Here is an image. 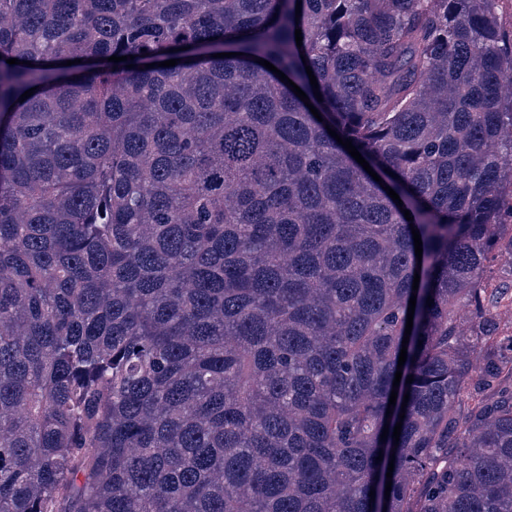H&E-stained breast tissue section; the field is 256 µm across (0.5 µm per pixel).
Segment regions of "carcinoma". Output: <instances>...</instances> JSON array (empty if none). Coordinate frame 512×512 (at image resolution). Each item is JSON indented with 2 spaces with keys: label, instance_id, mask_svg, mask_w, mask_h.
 Listing matches in <instances>:
<instances>
[{
  "label": "carcinoma",
  "instance_id": "cac0c4a2",
  "mask_svg": "<svg viewBox=\"0 0 512 512\" xmlns=\"http://www.w3.org/2000/svg\"><path fill=\"white\" fill-rule=\"evenodd\" d=\"M499 8L0 0V512H512Z\"/></svg>",
  "mask_w": 512,
  "mask_h": 512
}]
</instances>
